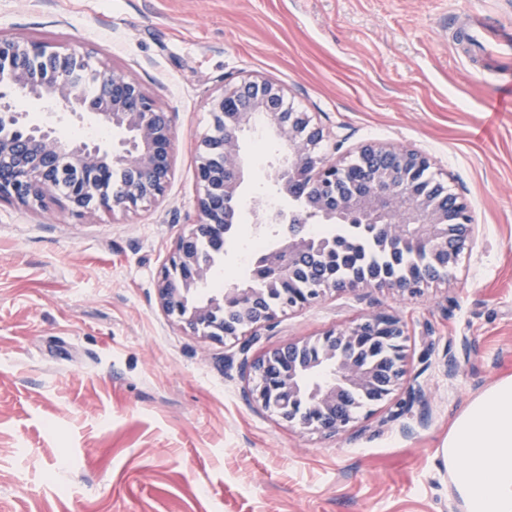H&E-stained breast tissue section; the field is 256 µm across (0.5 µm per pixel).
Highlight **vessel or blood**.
Here are the masks:
<instances>
[{"instance_id": "obj_1", "label": "vessel or blood", "mask_w": 512, "mask_h": 512, "mask_svg": "<svg viewBox=\"0 0 512 512\" xmlns=\"http://www.w3.org/2000/svg\"><path fill=\"white\" fill-rule=\"evenodd\" d=\"M456 39L477 76H485L490 70L506 76L512 74V26L487 24L474 13L460 23Z\"/></svg>"}]
</instances>
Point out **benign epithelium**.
Segmentation results:
<instances>
[{
  "instance_id": "obj_1",
  "label": "benign epithelium",
  "mask_w": 512,
  "mask_h": 512,
  "mask_svg": "<svg viewBox=\"0 0 512 512\" xmlns=\"http://www.w3.org/2000/svg\"><path fill=\"white\" fill-rule=\"evenodd\" d=\"M68 60L89 64L87 57L50 46L0 36V68L10 80L0 83V121L14 133L0 139V202L42 208L58 199L70 212H134L165 195L173 163L174 132L162 111L141 84L123 74L98 71L100 92L88 99L76 80L63 69L35 71L28 61ZM49 101L72 115H88L106 128L122 130L118 144L100 140L62 139L50 122L37 124L16 105L18 93ZM287 99L267 80L247 79L228 84L211 98L209 111L220 134L207 135L200 144L196 177L202 189L196 220L176 242L157 279L156 290L164 312L190 333L213 339L236 337L269 326L277 314L303 306L326 291L353 292L389 288L415 295L441 278L421 276L402 282H379L361 276L343 284L319 277L320 287L285 292L300 271L317 263L310 250L305 220L288 225L283 242L271 250L260 276L261 288L232 286L206 298L197 289L211 276L212 263L196 250L206 235L223 242L224 223L232 219L228 199L240 198L244 171L243 138L264 130L285 146L271 164V177L290 198L302 193L306 212L322 219L363 216L380 225L386 241L404 249L422 244L439 266L455 267L461 253L479 236L465 202L440 181L434 189H417L410 175L431 169L430 158L419 150L370 143L355 152L361 176L351 188L336 191L348 164L320 154L326 133L307 112L283 110ZM115 170L129 174L118 186L107 179ZM406 330L391 315L371 314L344 330H330L315 342L288 343L270 349L248 365L254 385L250 395L282 420L305 429L337 434L350 427L355 416L348 408L352 391L387 397L405 375Z\"/></svg>"
}]
</instances>
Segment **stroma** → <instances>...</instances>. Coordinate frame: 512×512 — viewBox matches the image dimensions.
<instances>
[{
    "instance_id": "1",
    "label": "stroma",
    "mask_w": 512,
    "mask_h": 512,
    "mask_svg": "<svg viewBox=\"0 0 512 512\" xmlns=\"http://www.w3.org/2000/svg\"><path fill=\"white\" fill-rule=\"evenodd\" d=\"M474 12L512 24V0H0V36L136 79L175 130L165 196L137 212L0 202V512H460L448 427L512 375V109L487 110L496 77L452 39ZM243 77L310 113L330 158L427 154L481 226L450 280L331 291L256 336L167 316L156 282L195 217L208 103ZM372 313L405 322L409 384L347 431L252 400L246 361Z\"/></svg>"
}]
</instances>
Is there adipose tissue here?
<instances>
[{"instance_id":"ef3b65f1","label":"adipose tissue","mask_w":512,"mask_h":512,"mask_svg":"<svg viewBox=\"0 0 512 512\" xmlns=\"http://www.w3.org/2000/svg\"><path fill=\"white\" fill-rule=\"evenodd\" d=\"M443 453L462 512H512V376L454 419Z\"/></svg>"}]
</instances>
